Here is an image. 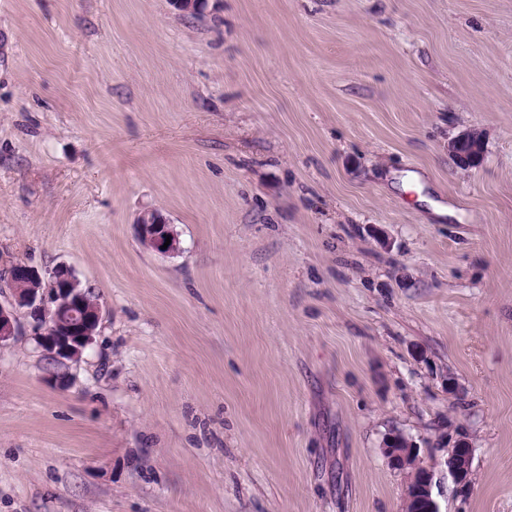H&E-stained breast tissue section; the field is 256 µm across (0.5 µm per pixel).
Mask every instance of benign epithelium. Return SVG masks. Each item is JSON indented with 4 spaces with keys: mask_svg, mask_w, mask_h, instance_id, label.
<instances>
[{
    "mask_svg": "<svg viewBox=\"0 0 512 512\" xmlns=\"http://www.w3.org/2000/svg\"><path fill=\"white\" fill-rule=\"evenodd\" d=\"M448 151L465 168L475 167L482 161L481 141L475 134H463L448 143ZM139 237L144 245L161 254L178 251V241L169 229L166 219L157 210L142 212L136 221ZM13 288L9 305L0 303V343L21 333L16 309L26 308L39 312L36 321L40 346L53 361L63 363L79 360L93 343L103 311L100 304L90 299L85 288L66 269H57L50 280L43 281L39 272L25 263L11 266L9 273ZM457 452L445 461L446 471L461 486L463 477L470 473L473 449L464 440L456 444ZM383 452L388 461L400 468L411 469V476H422L421 488L428 502V512H441L433 497L437 485L435 473L418 462L417 449L405 438L394 435L384 443Z\"/></svg>",
    "mask_w": 512,
    "mask_h": 512,
    "instance_id": "1",
    "label": "benign epithelium"
}]
</instances>
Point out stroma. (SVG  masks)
Listing matches in <instances>:
<instances>
[{
  "mask_svg": "<svg viewBox=\"0 0 512 512\" xmlns=\"http://www.w3.org/2000/svg\"><path fill=\"white\" fill-rule=\"evenodd\" d=\"M17 262L103 320L0 344V512H512V0H0ZM448 151L461 167H475L482 161L481 141L475 134H463L448 144ZM136 224L139 228L140 241H143L148 248L161 254H173L178 251L177 238L158 210L143 211L138 216ZM167 236H170V244L166 249H162ZM383 447V452L392 465L412 470L410 484L418 475L423 476L421 488L425 493L424 499L428 502L426 512H441L438 502L433 497V487L437 486V480H434L435 473L419 464L417 449L413 444L402 436L394 435L386 440ZM457 454L453 453L450 458H448L444 465L446 468V472L451 475L453 481L458 485L463 487L464 480L463 477L467 473L470 474V466L473 450L470 448L464 441V439H459L457 441L456 447Z\"/></svg>",
  "mask_w": 512,
  "mask_h": 512,
  "instance_id": "obj_1",
  "label": "stroma"
}]
</instances>
